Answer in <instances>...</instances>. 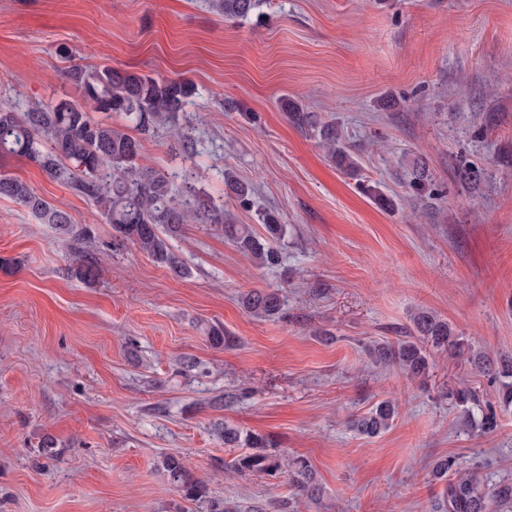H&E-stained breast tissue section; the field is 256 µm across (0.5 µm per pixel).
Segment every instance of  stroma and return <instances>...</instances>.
<instances>
[{"label":"stroma","mask_w":512,"mask_h":512,"mask_svg":"<svg viewBox=\"0 0 512 512\" xmlns=\"http://www.w3.org/2000/svg\"><path fill=\"white\" fill-rule=\"evenodd\" d=\"M73 59L191 80L178 122L194 154L161 130L142 137L144 163L253 228L276 209L288 248L282 268H259L191 223L171 242L189 270L178 277L116 245L91 199L0 158V174L92 229L99 258L95 280L80 279L68 235L0 197V512H276L288 499L295 512H431L446 486L438 460L512 480V410L484 434L450 399L467 388L495 401L496 382L462 357L433 353L411 377L369 353L429 311L512 356V0H264L235 21L210 0H0V105L78 99ZM287 99L335 120L360 179L289 122ZM420 160L437 198L407 186ZM463 160L485 169L477 187L458 181ZM228 168L253 184L252 209L226 197ZM261 288L279 290V318L243 308ZM214 324L232 345L209 343ZM183 356L197 368L180 373ZM385 399L398 404L387 431L349 430ZM224 421L306 457L321 501L285 473L231 472L239 451L213 432ZM167 454L206 482V499L167 483Z\"/></svg>","instance_id":"obj_1"}]
</instances>
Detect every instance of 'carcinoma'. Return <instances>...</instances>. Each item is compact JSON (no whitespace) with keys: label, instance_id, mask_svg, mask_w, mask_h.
I'll list each match as a JSON object with an SVG mask.
<instances>
[{"label":"carcinoma","instance_id":"obj_1","mask_svg":"<svg viewBox=\"0 0 512 512\" xmlns=\"http://www.w3.org/2000/svg\"><path fill=\"white\" fill-rule=\"evenodd\" d=\"M260 0H212L211 8L226 20L248 16L259 7ZM65 77L80 91V99L64 100L56 105H37L26 112L0 107V155H15L37 165L53 181L91 199L101 216L120 235L156 263L177 276L187 268L172 250L169 241L181 235L183 225L214 224L224 231V238L247 254L259 266L276 268L281 264V245L288 236V225L273 212L261 214L266 235L256 234L250 225L238 224L233 215L217 209L189 182L174 184L165 174L140 163L139 138L134 129L147 135L164 129L174 146L192 151L194 141L177 124V114L196 94L188 80L159 81L148 75L111 67L73 64ZM288 119L302 131L319 139L327 158L351 177L359 175L357 158L340 143L336 125L322 121L316 112H305L299 105L284 102ZM94 112H110L120 119L117 124L99 122ZM485 170L461 165L456 176L467 186L475 187ZM409 188L415 195H435V183L423 166H415ZM224 192L239 207H251L253 189L246 181L224 171ZM0 196L7 197L34 212L45 224H55L71 238L84 244L74 251L76 274L84 279L96 275L97 262L92 256V237L88 227L72 223L70 217L40 197L26 182L0 175ZM246 312L260 318L279 315L282 299L276 291L255 289L242 298ZM413 340L386 341L376 345L375 360L397 366L409 375H419L428 367L430 352L467 355L474 369L490 377L500 376V407H512V360L492 358L475 351L456 334L448 321L438 315L420 311L413 318ZM452 398L466 422L478 421L485 433L496 430L498 417L493 405H479L475 393L456 391ZM396 414L391 400L377 403L368 413L350 421L353 431L374 437L387 430ZM224 446L246 448L233 467L242 474L275 477L283 469L293 474L298 494L318 502L322 488L315 480L308 462L299 457H285L271 451L275 443L262 435L244 432L224 424ZM161 466L168 482L184 499L200 501L206 497V485L196 478L183 461L174 455L163 457ZM498 512H512V481L503 480L487 489L472 473H459L448 481L433 512H488L489 505Z\"/></svg>","mask_w":512,"mask_h":512}]
</instances>
